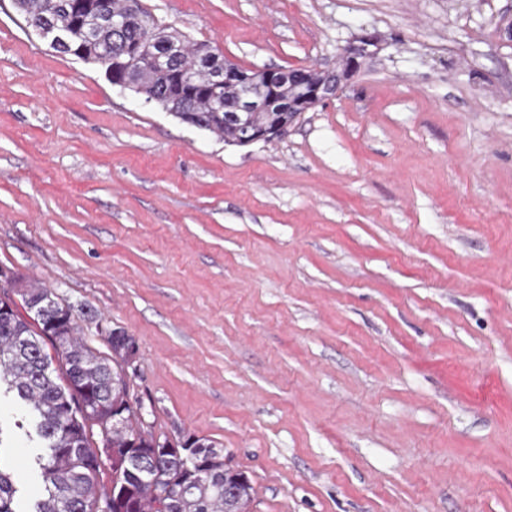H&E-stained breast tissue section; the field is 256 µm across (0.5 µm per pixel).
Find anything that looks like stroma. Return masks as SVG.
Here are the masks:
<instances>
[{
	"instance_id": "obj_1",
	"label": "stroma",
	"mask_w": 512,
	"mask_h": 512,
	"mask_svg": "<svg viewBox=\"0 0 512 512\" xmlns=\"http://www.w3.org/2000/svg\"><path fill=\"white\" fill-rule=\"evenodd\" d=\"M141 2L248 70L376 45L235 146L0 0V267L133 336L146 423L222 448L253 512H512V0Z\"/></svg>"
}]
</instances>
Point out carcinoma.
Masks as SVG:
<instances>
[{"label": "carcinoma", "instance_id": "carcinoma-1", "mask_svg": "<svg viewBox=\"0 0 512 512\" xmlns=\"http://www.w3.org/2000/svg\"><path fill=\"white\" fill-rule=\"evenodd\" d=\"M88 2L20 0L19 11L29 25H74L77 58L106 69L116 36L110 22L82 31ZM112 11L133 18L126 38L141 44L144 52L115 67L108 75L111 84L127 85L133 92L142 88L163 107L179 95L177 73L188 69L194 79L193 111L174 116L226 143H250L226 122L237 105L238 88H224L223 110H218L210 94V67L196 62L201 48L224 61L219 49L167 31L138 0H112ZM171 44L182 46V51L160 66L148 60ZM250 118L256 126L272 129L287 115L271 110L253 112ZM91 321L111 344V353L79 340L74 308L58 301L51 289L35 281L22 292L0 286V388L27 412L29 438L37 448L33 461L45 485L29 512H252L254 487L243 472L224 461V449L208 443L204 456L196 458L184 442L174 445L144 427V416L136 414L144 406L130 396L123 352L112 344V337L124 332L100 317ZM47 342L51 354L45 350ZM118 415L123 426L114 428ZM17 493L12 474L0 466V512H17Z\"/></svg>", "mask_w": 512, "mask_h": 512}]
</instances>
